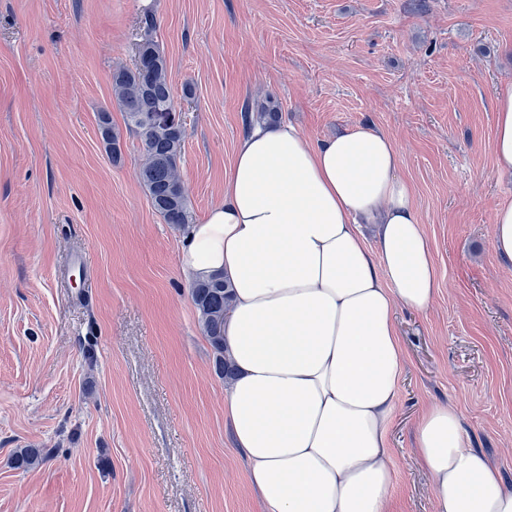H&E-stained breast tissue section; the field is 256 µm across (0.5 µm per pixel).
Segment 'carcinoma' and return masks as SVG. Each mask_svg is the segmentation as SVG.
Masks as SVG:
<instances>
[{"mask_svg":"<svg viewBox=\"0 0 512 512\" xmlns=\"http://www.w3.org/2000/svg\"><path fill=\"white\" fill-rule=\"evenodd\" d=\"M140 27L144 37L138 47L137 63L132 69L116 70L112 85L127 125L140 141L143 162L139 178L151 205L165 223L184 226L191 223L192 217L178 174L185 138L182 113L175 106L167 60L152 37L155 14L143 12ZM99 129L110 153L118 155L119 135L106 112L99 116ZM191 294L203 333L216 353V369L230 377L233 369L224 359V312L231 300L229 290L223 279L211 275L194 281ZM44 460L43 449L20 448L15 452L13 464L17 469L28 470Z\"/></svg>","mask_w":512,"mask_h":512,"instance_id":"1","label":"carcinoma"}]
</instances>
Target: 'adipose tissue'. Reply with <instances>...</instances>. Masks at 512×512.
<instances>
[{"label": "adipose tissue", "mask_w": 512, "mask_h": 512, "mask_svg": "<svg viewBox=\"0 0 512 512\" xmlns=\"http://www.w3.org/2000/svg\"><path fill=\"white\" fill-rule=\"evenodd\" d=\"M495 112L496 170L512 177V86ZM400 164L377 128L314 144L291 124L259 125L237 146L223 202L183 232L187 275L219 274L232 294L224 415L263 512H388L404 364L394 313L428 311L438 289ZM414 435L437 512H512V489L467 447L454 410L431 406Z\"/></svg>", "instance_id": "obj_1"}]
</instances>
